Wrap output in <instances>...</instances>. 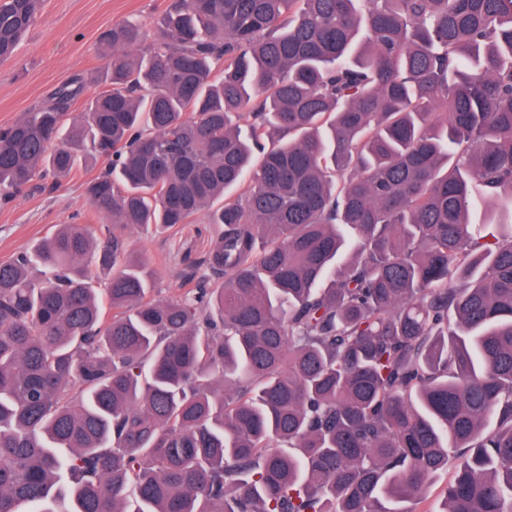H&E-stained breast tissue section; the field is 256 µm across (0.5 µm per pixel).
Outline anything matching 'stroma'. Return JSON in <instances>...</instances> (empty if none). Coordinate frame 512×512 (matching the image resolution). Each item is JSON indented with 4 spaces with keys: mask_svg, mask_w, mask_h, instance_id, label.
<instances>
[{
    "mask_svg": "<svg viewBox=\"0 0 512 512\" xmlns=\"http://www.w3.org/2000/svg\"><path fill=\"white\" fill-rule=\"evenodd\" d=\"M167 4L168 0H42L25 40L11 58L0 61V127L41 104L70 76H84L93 88L102 85L106 74L98 55L101 32L112 23L130 20L153 35L154 21ZM97 171V166H83L54 191H26L1 206L0 261L50 234L55 225L91 223L84 183ZM218 230L201 213L162 234L135 231L132 239L165 289L196 269L211 251Z\"/></svg>",
    "mask_w": 512,
    "mask_h": 512,
    "instance_id": "stroma-1",
    "label": "stroma"
}]
</instances>
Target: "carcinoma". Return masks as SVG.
<instances>
[{
  "mask_svg": "<svg viewBox=\"0 0 512 512\" xmlns=\"http://www.w3.org/2000/svg\"><path fill=\"white\" fill-rule=\"evenodd\" d=\"M143 41L0 127L1 206L106 162L99 223L0 263V512H406L450 465L442 512H512V0H171ZM205 210L164 295L130 232Z\"/></svg>",
  "mask_w": 512,
  "mask_h": 512,
  "instance_id": "carcinoma-1",
  "label": "carcinoma"
}]
</instances>
